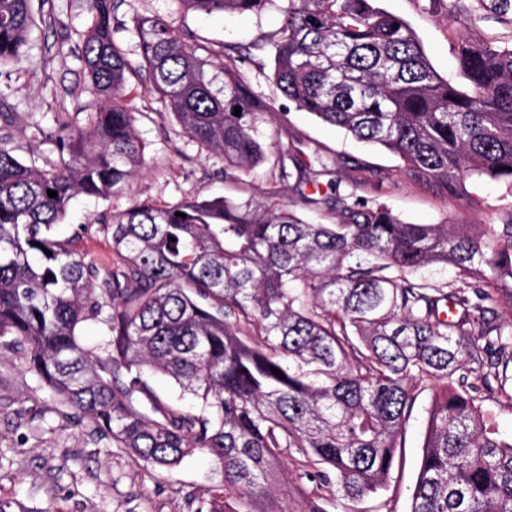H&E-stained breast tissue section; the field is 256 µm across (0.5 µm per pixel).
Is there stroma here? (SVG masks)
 <instances>
[{
    "instance_id": "obj_1",
    "label": "stroma",
    "mask_w": 512,
    "mask_h": 512,
    "mask_svg": "<svg viewBox=\"0 0 512 512\" xmlns=\"http://www.w3.org/2000/svg\"><path fill=\"white\" fill-rule=\"evenodd\" d=\"M471 25H462L449 0H376V5L406 20L418 34L433 68L459 88L469 82L458 66L462 38H506L494 0H467ZM40 15L22 58L0 68V141L24 162L50 169L60 164L55 138L62 123L87 124L92 100L84 68L83 34L92 22L90 0H36ZM170 18L180 29L213 48L237 52V68L257 99L269 110L262 116L266 159L250 173L228 178L222 157L207 153L183 131L174 112L147 78L133 77L128 92L137 109L136 135L144 146V164L124 193L102 199L74 197L55 236H76L86 263L110 271L116 255L100 221L106 213L148 202L158 206L197 197L246 198L262 195L279 164L281 150L301 149L305 162L324 161L321 183L357 185L358 195L384 203L414 224H496L502 217L500 186L478 189L486 204L469 210L446 190L423 184L401 171L390 152L357 142L288 102L269 78L273 67L270 38L282 25L277 5L261 14H183L174 0H122L113 25L128 53L136 41L128 30L134 16ZM428 393H421L397 448L385 490L357 501L326 497L325 512H409L419 473ZM303 454L288 451V487L280 502L285 512H304L316 491L314 480H296ZM223 475L209 452L196 451L166 469L141 461L126 449L98 439L88 422L63 416L51 391L29 371L23 349L0 352V512H198L205 491L220 492Z\"/></svg>"
}]
</instances>
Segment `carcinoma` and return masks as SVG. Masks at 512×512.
Here are the masks:
<instances>
[{"instance_id":"obj_1","label":"carcinoma","mask_w":512,"mask_h":512,"mask_svg":"<svg viewBox=\"0 0 512 512\" xmlns=\"http://www.w3.org/2000/svg\"><path fill=\"white\" fill-rule=\"evenodd\" d=\"M176 2L259 15L273 0ZM281 2L271 79L285 98L472 209L481 199L469 186H501L507 220L407 223L354 189L349 203L336 197L334 224H311L273 194L143 202L110 215L119 262L98 278L71 240L49 231L75 195L119 194L142 167L130 77L146 74L185 133L224 158L225 175L250 172L265 146L260 105L229 48L215 90L214 51L193 34L136 16L133 61L112 26L118 0H92L82 53L96 102L88 127L56 139L69 160L43 170L0 142V345L26 350L65 416L142 461L213 455L224 492L207 493V512H282L272 492L290 448L324 466L332 494L377 492L426 389L410 512H512V435L488 409H512V317L483 305L512 310V40L461 41L471 83L461 92L411 26L374 0ZM34 24L33 0H0V67L22 56ZM288 161L302 205L327 203L303 192L322 171L293 154L275 178L292 176ZM436 265L453 267L455 280L416 276ZM88 321L109 339L83 343ZM156 372L200 410L158 402Z\"/></svg>"}]
</instances>
